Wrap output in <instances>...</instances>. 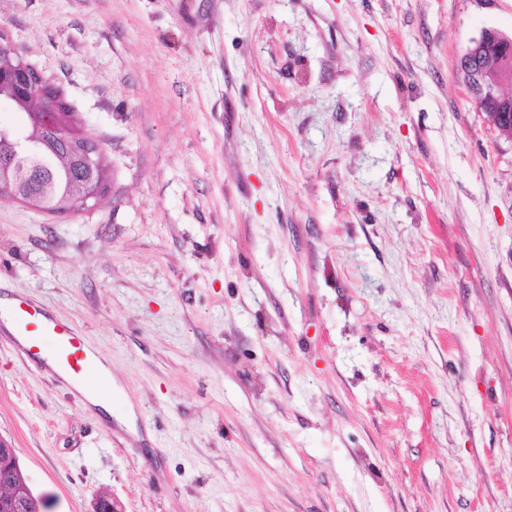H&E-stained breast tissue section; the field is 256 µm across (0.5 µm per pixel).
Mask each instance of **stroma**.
<instances>
[{
	"label": "stroma",
	"mask_w": 512,
	"mask_h": 512,
	"mask_svg": "<svg viewBox=\"0 0 512 512\" xmlns=\"http://www.w3.org/2000/svg\"><path fill=\"white\" fill-rule=\"evenodd\" d=\"M512 0H0L104 203L0 200V294L106 356L112 413L0 343L52 512H512V140L455 65Z\"/></svg>",
	"instance_id": "obj_1"
}]
</instances>
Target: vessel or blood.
Instances as JSON below:
<instances>
[{"mask_svg":"<svg viewBox=\"0 0 512 512\" xmlns=\"http://www.w3.org/2000/svg\"><path fill=\"white\" fill-rule=\"evenodd\" d=\"M8 321L7 342L24 358L39 363L43 360L44 342L54 347L53 365L48 372L56 379L89 382L95 361L84 336L70 322L52 315L28 296L15 293L8 301H0V322Z\"/></svg>","mask_w":512,"mask_h":512,"instance_id":"vessel-or-blood-1","label":"vessel or blood"}]
</instances>
